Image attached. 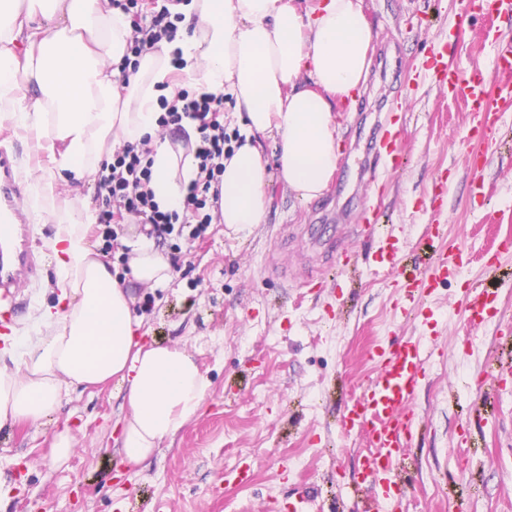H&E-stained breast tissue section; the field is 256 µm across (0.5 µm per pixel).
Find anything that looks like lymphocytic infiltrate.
<instances>
[{"label": "lymphocytic infiltrate", "mask_w": 512, "mask_h": 512, "mask_svg": "<svg viewBox=\"0 0 512 512\" xmlns=\"http://www.w3.org/2000/svg\"><path fill=\"white\" fill-rule=\"evenodd\" d=\"M130 20L132 36L121 67L122 75L136 73L145 46L160 40H174L177 18L167 5L144 8L142 0H114ZM162 112L157 120L160 131H178L183 120L195 125L198 140L196 158L198 175L192 181L182 209L163 210L154 199L152 150L148 143L126 145L104 162V176L98 181L102 208L98 222L104 251L116 247L115 225L136 219L145 235L157 245L178 251L183 239H196L205 234L219 212V187L224 176V158L231 155L241 139L239 129L224 122V100L208 93L177 88L174 96H160Z\"/></svg>", "instance_id": "1"}]
</instances>
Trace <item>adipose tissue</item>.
Listing matches in <instances>:
<instances>
[{
  "label": "adipose tissue",
  "mask_w": 512,
  "mask_h": 512,
  "mask_svg": "<svg viewBox=\"0 0 512 512\" xmlns=\"http://www.w3.org/2000/svg\"><path fill=\"white\" fill-rule=\"evenodd\" d=\"M169 9L182 16L176 39L148 47L124 85L129 20L112 0H0V123L33 134L48 153L27 208L32 223L55 227L60 290L41 331L15 342L12 368L0 366V427L40 421L71 386L114 380L130 409L122 452L135 464L197 414L208 383L184 349L141 345L127 288L86 241L96 208L78 198L56 210L61 187L98 173L114 143L147 138L155 199L180 208L197 176L195 149L156 135L162 87L179 78L231 95L245 120L242 143L224 161L219 217L248 236L268 213L263 140L276 142L279 177L298 198L318 197L334 176L341 135L333 102L365 80L372 41L362 0H317L305 13L292 0H174ZM129 267L142 283L171 278L167 259L143 243Z\"/></svg>",
  "instance_id": "ef3b65f1"
}]
</instances>
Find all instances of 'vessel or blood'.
Listing matches in <instances>:
<instances>
[{
	"mask_svg": "<svg viewBox=\"0 0 512 512\" xmlns=\"http://www.w3.org/2000/svg\"><path fill=\"white\" fill-rule=\"evenodd\" d=\"M462 24L482 20L493 26L502 14L512 12V0H463ZM489 62H477L466 68L448 63V47L438 44L429 49L423 64L426 79L462 98L471 112L470 137L479 142H496L503 135L502 112L512 109V37L501 35L493 40ZM389 170L405 164L406 153L397 130H385L377 155ZM25 198L18 171L12 159L0 155V321L11 324L20 313L23 301L14 289L19 273L37 280L41 273V257L32 247L31 226L14 224L12 215ZM512 251V240L503 239L486 262L491 278L489 286L470 285L463 288L459 302L466 329L476 330L499 314V293L511 286L512 280L500 273L502 254ZM326 265L318 274L308 275V287H324L337 275H348L358 268L359 257L351 250L327 251ZM468 262L464 249L435 254L430 266L423 271L405 274L401 288L402 313H420L416 296L419 287L437 288L450 273ZM374 361V377L352 395L342 416L344 432L364 436L362 470L371 493L365 498L361 512H400L401 469L405 448L411 444L419 422L411 410L419 385L426 377L432 357L418 340L403 338L369 351Z\"/></svg>",
	"mask_w": 512,
	"mask_h": 512,
	"instance_id": "b4317fda",
	"label": "vessel or blood"
}]
</instances>
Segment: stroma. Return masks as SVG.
<instances>
[{"label": "stroma", "mask_w": 512, "mask_h": 512, "mask_svg": "<svg viewBox=\"0 0 512 512\" xmlns=\"http://www.w3.org/2000/svg\"><path fill=\"white\" fill-rule=\"evenodd\" d=\"M373 39L370 68L355 103H338L341 157L323 195L302 201L272 177L265 223L247 237L211 224L204 238L183 244L166 287L132 288L143 319L144 345H173L196 358L208 381L200 411L143 464L121 452L130 411L116 383L70 388L44 419L0 428V512H358L367 488L358 434H343V408L375 374L366 356L376 344L408 336L438 349L413 409L420 425L405 451L401 479L409 512H512V377L491 375L512 337L492 320L464 336L460 288L485 282L484 252L512 234V111L503 113L505 143L467 141L464 107L434 85L402 104L398 90L430 45H448V61H488L490 43L453 33L461 0H362ZM397 119L407 163L370 181V148L380 123ZM487 158L485 196H470L471 151ZM448 176L445 210L427 196ZM382 222L397 235L396 258L424 268L433 252L465 246L470 262L419 301L432 318L396 310L392 270L360 262L353 281L306 289L299 282L325 249L350 248L341 234L374 195ZM439 238L423 240L426 225ZM22 313L13 338L33 334L46 307L56 305L53 265L37 282L18 279ZM487 394L476 397L474 381ZM69 430L74 450L58 461L57 432ZM253 469L245 485L237 476Z\"/></svg>", "instance_id": "1"}]
</instances>
